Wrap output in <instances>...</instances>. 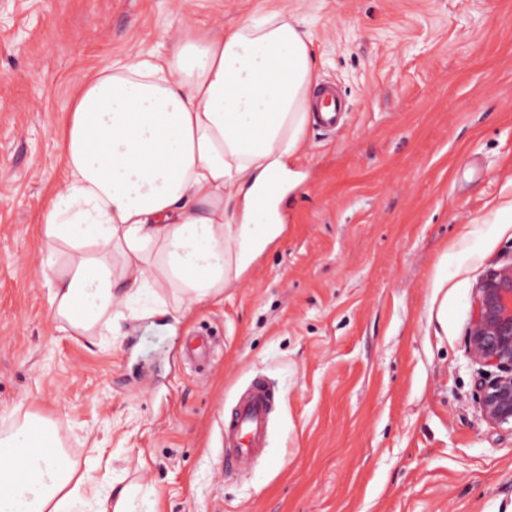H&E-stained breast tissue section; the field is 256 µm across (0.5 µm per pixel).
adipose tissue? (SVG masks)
<instances>
[{"instance_id": "obj_1", "label": "adipose tissue", "mask_w": 512, "mask_h": 512, "mask_svg": "<svg viewBox=\"0 0 512 512\" xmlns=\"http://www.w3.org/2000/svg\"><path fill=\"white\" fill-rule=\"evenodd\" d=\"M315 53L303 18L272 10L89 75L62 150L65 195L49 201L41 273L61 329L96 335L151 295L158 264L173 321L223 294L283 231L262 192L288 177L311 118ZM78 465L44 421L0 434V512H137L140 486Z\"/></svg>"}]
</instances>
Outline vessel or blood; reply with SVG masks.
<instances>
[{
	"label": "vessel or blood",
	"mask_w": 512,
	"mask_h": 512,
	"mask_svg": "<svg viewBox=\"0 0 512 512\" xmlns=\"http://www.w3.org/2000/svg\"><path fill=\"white\" fill-rule=\"evenodd\" d=\"M275 400L273 388L264 379L251 381L235 410L224 420L225 471H238L253 461L265 442Z\"/></svg>",
	"instance_id": "obj_1"
}]
</instances>
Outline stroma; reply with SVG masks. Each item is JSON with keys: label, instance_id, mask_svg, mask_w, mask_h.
<instances>
[{"label": "stroma", "instance_id": "obj_1", "mask_svg": "<svg viewBox=\"0 0 512 512\" xmlns=\"http://www.w3.org/2000/svg\"><path fill=\"white\" fill-rule=\"evenodd\" d=\"M282 8L347 112L289 158L275 246L180 324L59 330L41 228L87 73ZM511 258L512 0H0V432L37 415L151 512H512V428L468 348L473 290ZM257 377L276 411L228 475L223 419Z\"/></svg>", "mask_w": 512, "mask_h": 512}]
</instances>
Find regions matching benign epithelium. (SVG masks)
Instances as JSON below:
<instances>
[{"label":"benign epithelium","instance_id":"benign-epithelium-1","mask_svg":"<svg viewBox=\"0 0 512 512\" xmlns=\"http://www.w3.org/2000/svg\"><path fill=\"white\" fill-rule=\"evenodd\" d=\"M469 331L471 357L496 369L480 376V403L486 418L512 426V262L490 270L473 297Z\"/></svg>","mask_w":512,"mask_h":512}]
</instances>
